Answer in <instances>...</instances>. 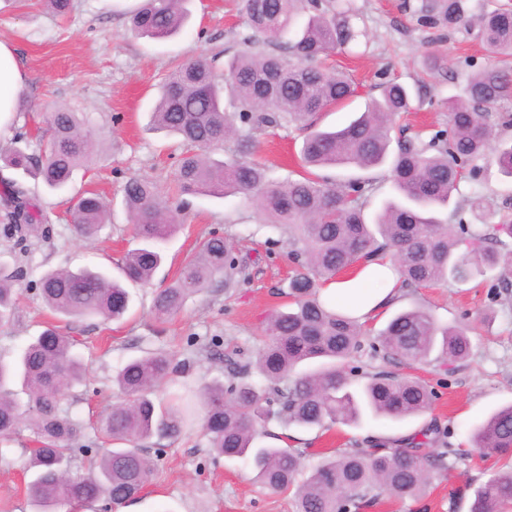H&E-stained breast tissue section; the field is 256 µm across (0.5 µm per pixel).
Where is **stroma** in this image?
Segmentation results:
<instances>
[{"mask_svg": "<svg viewBox=\"0 0 512 512\" xmlns=\"http://www.w3.org/2000/svg\"><path fill=\"white\" fill-rule=\"evenodd\" d=\"M416 2L352 0L361 35L336 49L325 64L348 73L357 94L345 107L316 114L318 128L347 125L390 79L412 93V109L401 115L399 125L428 135L447 128L448 97L463 95L470 69L487 65L491 58L475 34L418 26L409 10ZM72 3L71 12L60 18L42 0H30L23 8L15 7L13 0H0V39L12 44L26 72L11 134L0 139V146L39 152L47 132L45 117L56 106L81 113L98 145L89 170L77 173L65 193L0 167V182L22 185L42 214L41 223L24 231L22 239L0 236V262L23 272L16 284L15 319L0 326V358L16 357L51 321L38 288L45 271L89 266L120 278L126 253L138 245L123 201L128 179H151L159 195L179 208L182 224L180 232L162 243L165 261L151 283L130 285L132 305L123 320L86 321L66 328L88 368L85 380L62 403L81 426L73 443V468L80 472L89 455L113 447L100 421L106 408L121 399L113 378L128 359L163 350L175 354L180 381L197 389L224 381L225 352L255 359L266 321L284 304L281 291L296 265L288 257L285 233L261 223L243 198L178 194L175 172L182 147L177 138L151 125L154 86L178 62L202 56L221 63L242 49L251 30L241 0H186L184 28L164 40L131 34L124 0ZM432 48L440 57L436 70L429 69L425 59ZM304 137L292 124L270 126L254 133L247 156L268 167L273 178L293 180L302 172L299 151ZM480 167L477 179L462 180L453 197L458 200L477 190L490 207L499 208L504 197H512V178L503 176L493 159L482 160ZM90 187L112 208L110 224L91 241L78 237L71 223L74 196ZM213 233L234 243L244 280L232 288L216 281L213 288L189 298L180 314L157 321L151 311L156 291L177 277L200 241ZM416 306L429 309L439 325L472 327L470 357L452 368L433 359L403 364L367 344L345 363L344 371L356 386L382 371L420 380L434 393L428 411L401 421L367 416L360 425L326 431L284 429L273 422L269 436L257 444L272 445L273 434L288 433L290 447L303 451L310 468L334 451L395 447L427 430L432 438L427 452L441 462L425 492L403 500L382 499L368 512H470L476 490L498 469L494 458L472 448L470 431L494 410L512 403V287H503L499 270L493 269L466 283L405 289L385 315L371 322V330L383 329L389 316ZM32 439L30 427L23 425L0 440V512H35L25 493L31 475L24 469ZM144 448L156 463L154 476L138 497L113 512H294L292 493L262 487L244 460L210 455L201 432L149 440Z\"/></svg>", "mask_w": 512, "mask_h": 512, "instance_id": "1", "label": "stroma"}]
</instances>
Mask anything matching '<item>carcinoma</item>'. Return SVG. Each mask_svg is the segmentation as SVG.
<instances>
[{"label":"carcinoma","mask_w":512,"mask_h":512,"mask_svg":"<svg viewBox=\"0 0 512 512\" xmlns=\"http://www.w3.org/2000/svg\"><path fill=\"white\" fill-rule=\"evenodd\" d=\"M469 0H420L412 11L428 28L477 31L495 63L472 72L464 95L448 98V132L437 131L392 139L395 119L409 110V89L396 80L381 85L380 97L347 126L315 130L303 141L300 160L305 174L295 180H271L263 164L243 159L249 140L224 159L213 152L243 128L283 122L312 127V117L339 107L355 95L351 80L327 70L317 61L355 40L356 11L336 0H243L249 26L277 54L254 49L253 36L245 49L216 72L215 60L199 58L174 67L160 86L153 123L179 137L186 147L179 160L177 181L185 194L225 198L240 195L250 201L262 223L288 233L290 256L300 270L289 279L288 309L273 313L266 325L267 341L252 362L233 363L227 383L214 382L198 390L174 393L155 402L156 389L169 381L177 366L168 352H145L130 359L113 383L123 401L101 419V431L113 448L88 460L85 471L71 472L73 449L68 443L79 423L63 414L65 392L81 382L86 365L74 352L76 340L49 323L7 363L0 360V439L9 438L26 421L34 434L26 469L34 478L26 492L36 512H55L62 502L93 504L109 499L118 506L138 496L150 483L155 462L136 443L168 439L200 422L210 451L217 457L252 462L257 479L280 492L294 491L296 512H336L343 495L355 512L380 496L414 497L431 479L430 456L423 453L428 434L383 450L359 449L325 457L305 478L303 452L295 448H256L272 421L284 428H329L358 425L366 416L402 420L426 412L433 394L418 381L379 372L358 390L341 365L363 348L366 330L348 312L320 299L323 284L359 261L387 254L398 266L401 287L464 283L483 266L503 264L512 271V250L502 235L512 237V224L495 220L483 196L473 192L444 219L436 212L450 205L460 181L477 171L476 162L494 152L500 171L512 177V140L496 129L512 121L494 112L512 100V9L498 7L474 16ZM130 31L141 37L166 39L184 26L187 13L181 0H139L128 12ZM51 135L40 153L0 148L4 166L40 176L58 192L68 189L74 172L88 168L93 142L77 113L57 107L49 113ZM355 166L361 170L388 167L397 198L386 201L373 221L365 215L374 190L369 178L336 181L312 172L314 168ZM6 192L14 208L0 235L12 238L22 227L41 221L40 211L28 209L22 188ZM124 202L135 237L142 246L125 256L123 276L146 285L163 262L155 244L180 227L178 214L160 200L148 178L134 177L124 186ZM478 227L466 237L455 236L453 223L464 224L463 212ZM73 223L82 237L96 234L110 221L103 197L86 190L76 197ZM241 274L233 245L221 236L203 240L197 254L184 263L177 278L159 289L153 299L155 317L166 321L178 315L187 300L210 288L218 277L231 288ZM22 273L0 268V323L9 322L16 308V282ZM40 290L47 308L68 323L99 319L119 321L130 307V294L107 274L89 268L52 270L42 274ZM377 339L392 359L422 361L433 352L454 365L470 353L468 327L441 329L423 307L395 314ZM316 366L297 371L305 363ZM27 396L22 403L14 385ZM474 447L499 456L512 452V404L492 413L471 430ZM512 503V462L497 471L475 495L471 512H498Z\"/></svg>","instance_id":"1"}]
</instances>
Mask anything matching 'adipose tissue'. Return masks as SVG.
I'll list each match as a JSON object with an SVG mask.
<instances>
[{
    "instance_id": "adipose-tissue-1",
    "label": "adipose tissue",
    "mask_w": 512,
    "mask_h": 512,
    "mask_svg": "<svg viewBox=\"0 0 512 512\" xmlns=\"http://www.w3.org/2000/svg\"><path fill=\"white\" fill-rule=\"evenodd\" d=\"M26 82V74L15 51L0 40V131L4 130ZM324 296L348 306L351 315L361 321L375 319L400 294V284L389 260L360 263L350 277L326 284Z\"/></svg>"
}]
</instances>
